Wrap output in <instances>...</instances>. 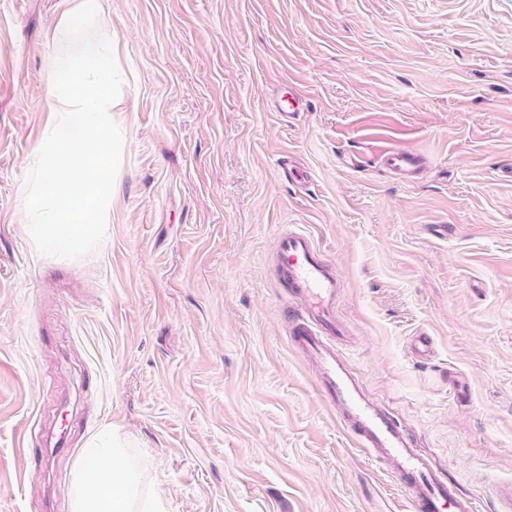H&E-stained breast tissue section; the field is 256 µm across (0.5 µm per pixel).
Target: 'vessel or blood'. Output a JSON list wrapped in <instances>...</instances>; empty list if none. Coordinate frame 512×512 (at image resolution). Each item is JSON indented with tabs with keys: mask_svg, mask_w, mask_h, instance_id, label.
Wrapping results in <instances>:
<instances>
[{
	"mask_svg": "<svg viewBox=\"0 0 512 512\" xmlns=\"http://www.w3.org/2000/svg\"><path fill=\"white\" fill-rule=\"evenodd\" d=\"M383 155L394 170L414 171L419 163L410 148L389 146ZM276 269L292 296L305 305L292 321L294 348L313 358L318 386L335 403L340 422L358 447L382 464L407 494L411 512H475L463 493L429 456L416 446L411 433L371 397L359 375L335 344L343 329L336 319L342 282L315 240L306 233L286 231L277 239Z\"/></svg>",
	"mask_w": 512,
	"mask_h": 512,
	"instance_id": "b4317fda",
	"label": "vessel or blood"
}]
</instances>
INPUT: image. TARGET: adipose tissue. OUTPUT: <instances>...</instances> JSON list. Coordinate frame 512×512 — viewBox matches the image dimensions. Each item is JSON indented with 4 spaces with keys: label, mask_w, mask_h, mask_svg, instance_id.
I'll list each match as a JSON object with an SVG mask.
<instances>
[{
    "label": "adipose tissue",
    "mask_w": 512,
    "mask_h": 512,
    "mask_svg": "<svg viewBox=\"0 0 512 512\" xmlns=\"http://www.w3.org/2000/svg\"><path fill=\"white\" fill-rule=\"evenodd\" d=\"M118 430H101L75 470L72 512H168L158 494L146 490L138 465Z\"/></svg>",
    "instance_id": "adipose-tissue-1"
}]
</instances>
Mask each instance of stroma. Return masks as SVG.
Returning <instances> with one entry per match:
<instances>
[{
	"instance_id": "35a3bbf8",
	"label": "stroma",
	"mask_w": 512,
	"mask_h": 512,
	"mask_svg": "<svg viewBox=\"0 0 512 512\" xmlns=\"http://www.w3.org/2000/svg\"><path fill=\"white\" fill-rule=\"evenodd\" d=\"M124 76L103 243L19 214L47 34L0 0V512H70L101 428L170 512H410L296 351L275 267L309 234L341 351L479 512L512 483V0H98ZM295 87L300 112H275ZM424 158L407 180L380 157ZM288 157V171L279 167ZM428 334L427 358L412 351Z\"/></svg>"
}]
</instances>
